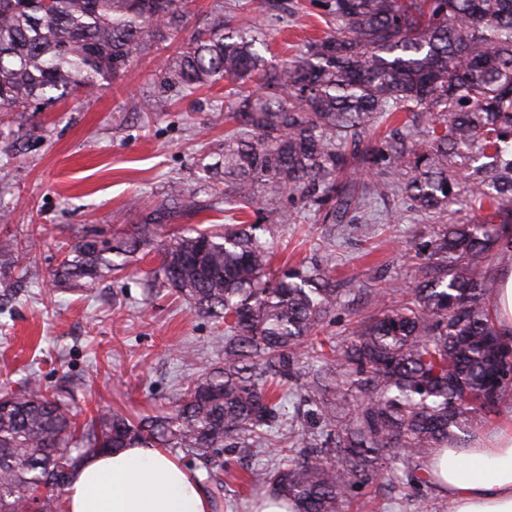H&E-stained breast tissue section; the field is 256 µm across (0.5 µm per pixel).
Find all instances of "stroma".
I'll return each instance as SVG.
<instances>
[{
  "mask_svg": "<svg viewBox=\"0 0 512 512\" xmlns=\"http://www.w3.org/2000/svg\"><path fill=\"white\" fill-rule=\"evenodd\" d=\"M216 0H187V24L172 39L135 58L117 78L92 93L43 112L0 114V241L29 243L34 262L20 269L0 256V378L22 382L38 373L48 386L75 379L72 407L147 415L169 406L187 381L223 358L222 331L178 294L150 295L146 279L158 265L141 253L130 271L113 273L76 294L51 287L60 248L88 233L108 239L131 233L164 201L172 186L194 195L199 210L173 219L157 244L192 225L226 224L224 198L200 178L201 168L224 159L223 85L191 96L162 88L158 76L169 54L213 13ZM288 13L286 27L272 31L269 58L292 57L307 40L323 36L326 18L313 0H249L228 14L232 24L263 19L264 9ZM40 125L39 137L27 134ZM281 225L273 267L312 266L327 249L336 257L327 271L348 281L352 292L325 319L324 337H347L357 315L397 305L402 289L415 285L411 249L428 235L430 214L389 192L343 223L325 224L315 208L297 211ZM192 347L196 359L180 350ZM220 477L232 493L220 512H252L256 493L241 487L247 470L270 463L268 453L240 457L224 449ZM360 512H452L433 488H380L360 499Z\"/></svg>",
  "mask_w": 512,
  "mask_h": 512,
  "instance_id": "obj_1",
  "label": "stroma"
}]
</instances>
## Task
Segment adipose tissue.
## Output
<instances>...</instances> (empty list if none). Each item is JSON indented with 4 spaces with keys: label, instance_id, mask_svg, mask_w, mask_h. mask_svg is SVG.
<instances>
[{
    "label": "adipose tissue",
    "instance_id": "ef3b65f1",
    "mask_svg": "<svg viewBox=\"0 0 512 512\" xmlns=\"http://www.w3.org/2000/svg\"><path fill=\"white\" fill-rule=\"evenodd\" d=\"M453 512H512V433L494 447L441 448L428 464ZM67 512H211L193 475L159 448L89 456L67 488Z\"/></svg>",
    "mask_w": 512,
    "mask_h": 512
}]
</instances>
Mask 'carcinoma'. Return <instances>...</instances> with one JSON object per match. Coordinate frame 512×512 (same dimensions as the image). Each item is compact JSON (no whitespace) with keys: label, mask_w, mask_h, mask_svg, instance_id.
<instances>
[{"label":"carcinoma","mask_w":512,"mask_h":512,"mask_svg":"<svg viewBox=\"0 0 512 512\" xmlns=\"http://www.w3.org/2000/svg\"><path fill=\"white\" fill-rule=\"evenodd\" d=\"M186 0H0V112H40L109 81L151 44L180 30ZM331 33L295 58L264 55L263 21L233 27L217 15L168 61L160 83L193 94L236 83L225 97L236 126L224 136V202L238 212L270 186L340 224L392 188L432 214L419 242L422 281L390 309L362 317L349 337L316 351L289 438L284 390L298 383L300 347L340 304L319 270H270L269 241L252 224L182 228L157 253L156 292L186 297L224 326V360L204 369L170 410L132 418L82 416L35 376L0 384V512H66L55 494L88 455L122 448L180 449L215 479L216 455L274 449L278 462L246 486L278 494L294 512H343L407 462L401 484L432 486L425 460L456 430L498 411L512 392V340L487 306L488 272L512 250L495 219L512 221V0H321ZM405 126L365 141L385 113ZM473 210L456 217L455 188ZM195 202L179 192L130 234H86L69 245L52 282L91 288L131 266L162 225ZM274 236L293 213L270 211ZM349 406L340 422L339 406Z\"/></svg>","instance_id":"carcinoma-1"}]
</instances>
